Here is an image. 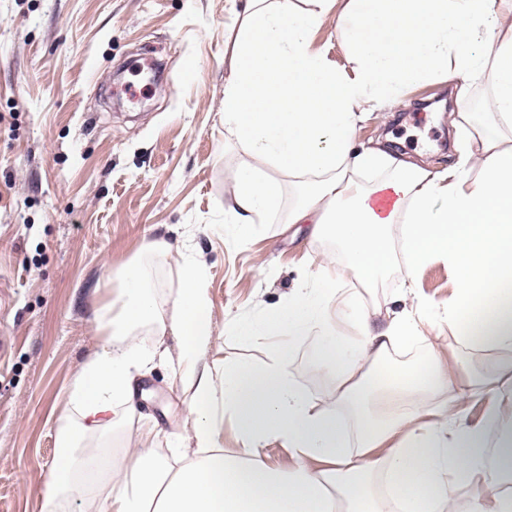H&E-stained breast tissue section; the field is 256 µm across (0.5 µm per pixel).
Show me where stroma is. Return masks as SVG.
Here are the masks:
<instances>
[{"instance_id":"obj_1","label":"stroma","mask_w":512,"mask_h":512,"mask_svg":"<svg viewBox=\"0 0 512 512\" xmlns=\"http://www.w3.org/2000/svg\"><path fill=\"white\" fill-rule=\"evenodd\" d=\"M234 15L230 0H0V512H40L58 452L65 390L106 342L96 321L122 273L138 264L156 303L170 308L184 257L204 266L214 342L204 360L216 371L261 365L278 337L244 342L233 322L287 304L302 277L337 253L335 239L311 236L288 221L298 178L270 166L283 195L274 220L228 236L224 206L236 172L255 165L224 133L225 53ZM155 49L163 65L149 108L118 110L122 74L139 49ZM450 83L413 86V103L373 113L355 135L369 144L392 137V152L410 161L451 154L455 131L432 103L452 100ZM162 238L170 249L148 251ZM386 243L389 263L344 287L377 325L411 306L398 225ZM453 289L446 263L417 272L416 292L430 305L449 363L483 372L512 365V350L464 344L448 326ZM317 334L288 342V375L318 404L351 414L332 396L334 375ZM139 386L137 413L120 420L113 447L147 428L166 458L191 434L192 392L177 361H152Z\"/></svg>"}]
</instances>
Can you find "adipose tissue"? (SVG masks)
<instances>
[{"label":"adipose tissue","mask_w":512,"mask_h":512,"mask_svg":"<svg viewBox=\"0 0 512 512\" xmlns=\"http://www.w3.org/2000/svg\"><path fill=\"white\" fill-rule=\"evenodd\" d=\"M237 0L239 21L224 81V130L243 153L301 178L305 196L288 210L292 224L316 236L333 235L346 256L333 280L375 272L388 261L383 230L402 227L407 269L432 258L448 262L456 282L445 314L465 325L466 341L512 349V294L493 286L512 266V150L497 133L468 137L458 161L430 169L389 152L382 143L361 148L353 139L376 111L404 106L408 88L428 79L453 83L452 126H461L472 85L491 83L487 108L512 130V0ZM336 24V62L315 42L326 22ZM384 171L381 187L395 198L378 216L361 172ZM229 206L226 231L234 236L256 220L274 219L281 183L245 166ZM204 270L185 260L182 287L162 313L138 270H128L118 304L97 318L108 340L70 385L71 418L57 428L52 488L41 512H62L79 493L83 512H384L374 481L386 475L402 512H449L459 485L478 489L471 512H512V369L462 374L449 367L424 334L432 317L424 302L373 325L369 313L341 289L309 280L286 305L261 318L234 323L242 340L303 336L319 330L323 356L335 371L337 403L378 398L377 414L348 420L318 406L288 376V351L260 366L228 365L216 377L201 356L212 345ZM351 323L356 336L337 326ZM157 340L178 338L182 377L193 396V450L163 459L146 438L126 453L134 464L117 474L112 446L77 453L90 434L118 423L115 408L135 412V375L153 355L134 343L143 326ZM420 347L431 375L392 370L390 348ZM486 402L480 424L462 417L469 402ZM237 423L242 444L234 458L220 445L225 416ZM275 439L292 451L285 470L268 466L259 449Z\"/></svg>","instance_id":"obj_1"}]
</instances>
